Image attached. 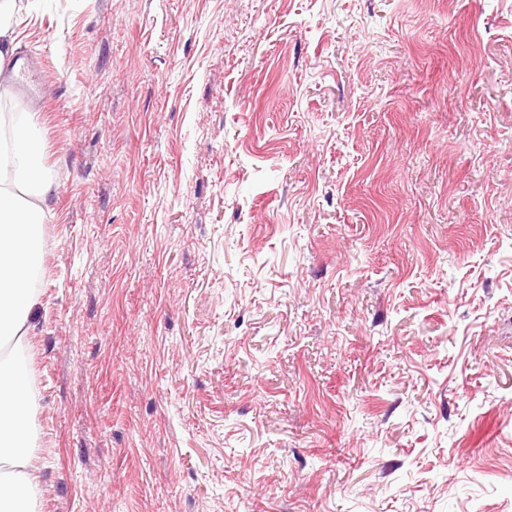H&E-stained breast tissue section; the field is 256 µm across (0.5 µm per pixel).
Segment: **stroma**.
<instances>
[{
	"instance_id": "35a3bbf8",
	"label": "stroma",
	"mask_w": 512,
	"mask_h": 512,
	"mask_svg": "<svg viewBox=\"0 0 512 512\" xmlns=\"http://www.w3.org/2000/svg\"><path fill=\"white\" fill-rule=\"evenodd\" d=\"M58 185L40 512H512V0H23Z\"/></svg>"
}]
</instances>
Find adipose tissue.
<instances>
[{
  "instance_id": "1",
  "label": "adipose tissue",
  "mask_w": 512,
  "mask_h": 512,
  "mask_svg": "<svg viewBox=\"0 0 512 512\" xmlns=\"http://www.w3.org/2000/svg\"><path fill=\"white\" fill-rule=\"evenodd\" d=\"M9 139L0 142V340L22 348L38 302L25 271L38 266L39 227L57 184L42 163L34 125L0 114ZM28 369L19 356L0 357V512H36L42 494L34 465L37 429Z\"/></svg>"
}]
</instances>
